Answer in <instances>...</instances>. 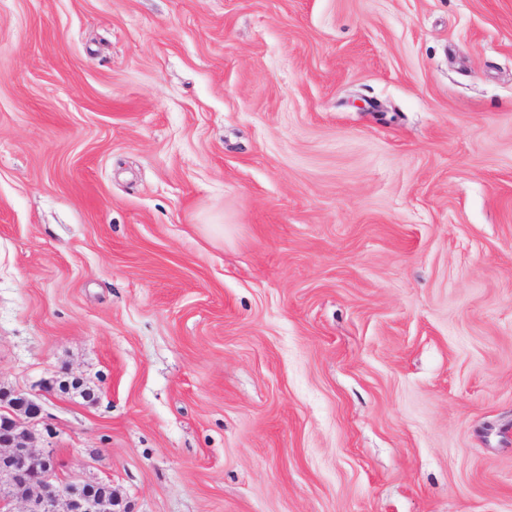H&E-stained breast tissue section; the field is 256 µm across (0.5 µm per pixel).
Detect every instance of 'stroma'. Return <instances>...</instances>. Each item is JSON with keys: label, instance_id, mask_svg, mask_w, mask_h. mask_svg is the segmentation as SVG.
<instances>
[{"label": "stroma", "instance_id": "35a3bbf8", "mask_svg": "<svg viewBox=\"0 0 512 512\" xmlns=\"http://www.w3.org/2000/svg\"><path fill=\"white\" fill-rule=\"evenodd\" d=\"M0 389L129 512H512V0H0Z\"/></svg>", "mask_w": 512, "mask_h": 512}]
</instances>
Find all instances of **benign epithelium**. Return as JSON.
<instances>
[{
    "label": "benign epithelium",
    "instance_id": "1",
    "mask_svg": "<svg viewBox=\"0 0 512 512\" xmlns=\"http://www.w3.org/2000/svg\"><path fill=\"white\" fill-rule=\"evenodd\" d=\"M0 412V512H14L17 501L22 512H114L106 482L64 481L54 453H38L23 429L21 418L34 420L41 414L36 400L17 394Z\"/></svg>",
    "mask_w": 512,
    "mask_h": 512
}]
</instances>
